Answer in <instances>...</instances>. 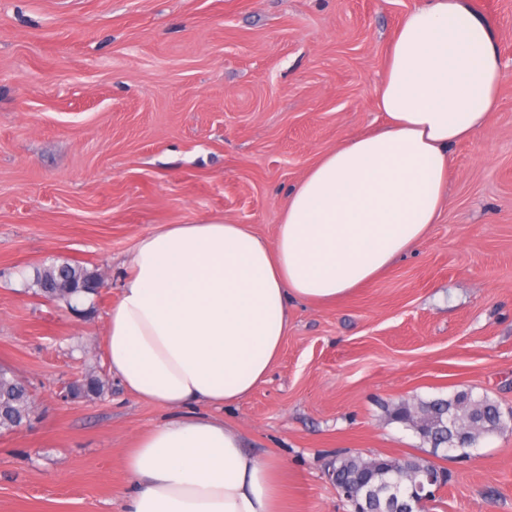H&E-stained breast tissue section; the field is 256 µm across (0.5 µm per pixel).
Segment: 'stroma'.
<instances>
[{"mask_svg":"<svg viewBox=\"0 0 512 512\" xmlns=\"http://www.w3.org/2000/svg\"><path fill=\"white\" fill-rule=\"evenodd\" d=\"M421 0H0V365L35 412L0 435V512H122L125 458L169 417L112 377L102 346L137 240L221 218L275 242L289 189L380 126L376 89ZM491 24L500 105L448 149L439 223L330 303L289 304L263 384L225 407L246 450L284 463V512H350L342 454L433 460L426 512H512V0H467ZM104 274L75 306L36 272ZM97 398H65L85 375ZM469 389L498 432L433 455L391 411Z\"/></svg>","mask_w":512,"mask_h":512,"instance_id":"obj_1","label":"stroma"}]
</instances>
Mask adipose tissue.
<instances>
[{"label": "adipose tissue", "instance_id": "adipose-tissue-1", "mask_svg": "<svg viewBox=\"0 0 512 512\" xmlns=\"http://www.w3.org/2000/svg\"><path fill=\"white\" fill-rule=\"evenodd\" d=\"M501 78L487 20L464 0H423L390 46L377 89L384 126L325 153L290 190L275 244L221 219L136 242L105 354L130 395L171 416L126 459L124 512H281L282 462L248 453L219 410L265 382L289 300L335 301L426 237L448 148L485 126Z\"/></svg>", "mask_w": 512, "mask_h": 512}]
</instances>
